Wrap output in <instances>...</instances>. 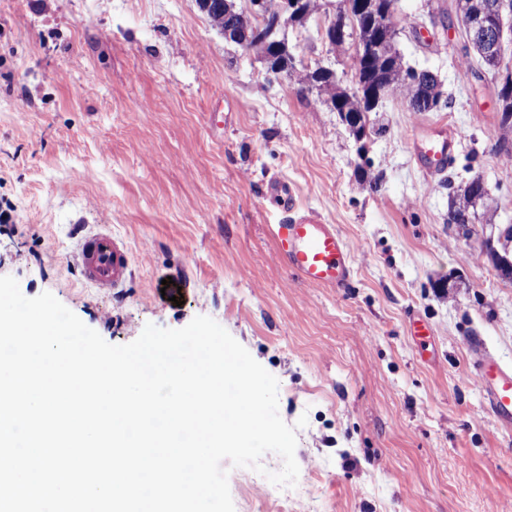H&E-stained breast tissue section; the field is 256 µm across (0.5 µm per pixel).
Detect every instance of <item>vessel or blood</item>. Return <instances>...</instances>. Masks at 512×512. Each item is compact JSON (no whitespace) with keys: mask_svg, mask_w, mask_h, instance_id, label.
<instances>
[{"mask_svg":"<svg viewBox=\"0 0 512 512\" xmlns=\"http://www.w3.org/2000/svg\"><path fill=\"white\" fill-rule=\"evenodd\" d=\"M454 142V135L443 128L420 134L413 140L432 172L451 155ZM269 192L295 214L289 223L272 228L277 263L301 283L344 292L354 274L352 245L316 211L300 209L287 182L272 181ZM74 261L83 281L100 290L126 287L134 275L130 248L120 236L108 230L81 233ZM474 351L477 358L473 381L485 393L494 416L501 423L512 424V367L489 353L483 342H475Z\"/></svg>","mask_w":512,"mask_h":512,"instance_id":"b4317fda","label":"vessel or blood"}]
</instances>
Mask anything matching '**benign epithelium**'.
Masks as SVG:
<instances>
[{
	"instance_id": "7a95c632",
	"label": "benign epithelium",
	"mask_w": 512,
	"mask_h": 512,
	"mask_svg": "<svg viewBox=\"0 0 512 512\" xmlns=\"http://www.w3.org/2000/svg\"><path fill=\"white\" fill-rule=\"evenodd\" d=\"M249 13L240 14L242 19L257 18L261 24L252 27L253 38L242 43L245 49L256 46L264 48V59L267 72L270 74L281 71L279 57L285 48V43L276 38L277 29L281 26V18L287 14L294 20L305 21L309 17L304 0H282L279 7H270L269 0H250ZM363 14L369 20L385 31V37L372 42L358 40L355 43L354 62L357 74H362L363 63L377 59L385 63V68L395 69L392 59L382 52L383 44L399 34L397 28L396 0H365ZM457 15L471 33V39L464 51L477 52L487 66L496 71L494 80L496 104L512 101V64L507 62V56L512 53V47L506 43V21L512 19V3L509 0H469L463 2ZM351 25L343 18L321 29L322 38L330 45L342 44L352 37ZM360 87L367 88L369 106L374 108L386 96L390 85L382 83L372 88L366 82Z\"/></svg>"
}]
</instances>
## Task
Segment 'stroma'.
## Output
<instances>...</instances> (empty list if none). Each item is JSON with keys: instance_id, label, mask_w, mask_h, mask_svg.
<instances>
[{"instance_id": "obj_1", "label": "stroma", "mask_w": 512, "mask_h": 512, "mask_svg": "<svg viewBox=\"0 0 512 512\" xmlns=\"http://www.w3.org/2000/svg\"><path fill=\"white\" fill-rule=\"evenodd\" d=\"M450 2L398 0L403 61L437 75L447 108L415 112L392 91L359 141L330 90L268 74L197 0H0V276L51 292L113 345L211 317L278 379L299 476L282 509L229 467L235 512H512V426L468 380L477 337L512 366V280L486 246L512 225V156L494 150L492 76L439 16ZM342 6L320 0L285 34L297 67L351 91L354 39L319 34ZM424 125L459 139L432 176L412 145ZM470 171L496 212L461 228L448 194ZM274 178L353 246L345 292L274 262L270 227L288 219L267 198ZM76 224L128 244L121 292L82 281ZM413 312L431 336H411Z\"/></svg>"}]
</instances>
